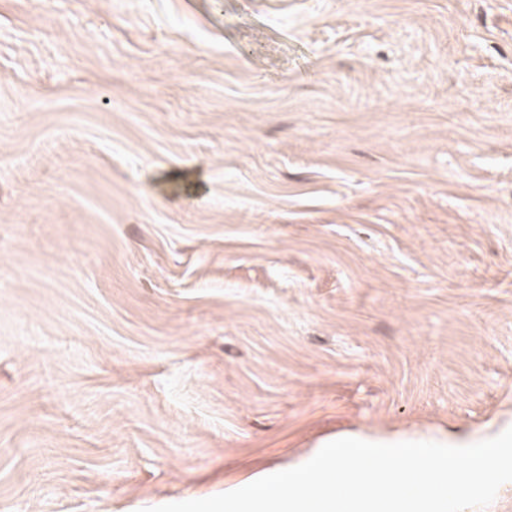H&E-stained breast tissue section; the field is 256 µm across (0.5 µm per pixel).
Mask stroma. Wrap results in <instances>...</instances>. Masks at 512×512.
<instances>
[{
	"mask_svg": "<svg viewBox=\"0 0 512 512\" xmlns=\"http://www.w3.org/2000/svg\"><path fill=\"white\" fill-rule=\"evenodd\" d=\"M512 427V0H0V512Z\"/></svg>",
	"mask_w": 512,
	"mask_h": 512,
	"instance_id": "obj_1",
	"label": "stroma"
}]
</instances>
